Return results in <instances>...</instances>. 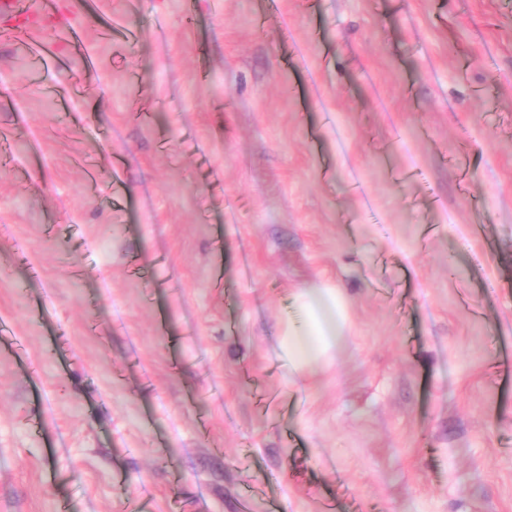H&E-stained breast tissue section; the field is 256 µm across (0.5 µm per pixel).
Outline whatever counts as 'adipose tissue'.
I'll use <instances>...</instances> for the list:
<instances>
[{"mask_svg":"<svg viewBox=\"0 0 512 512\" xmlns=\"http://www.w3.org/2000/svg\"><path fill=\"white\" fill-rule=\"evenodd\" d=\"M300 317L289 324L282 340L292 371L317 365L343 342L347 322V301L340 289L321 288L297 298Z\"/></svg>","mask_w":512,"mask_h":512,"instance_id":"obj_1","label":"adipose tissue"}]
</instances>
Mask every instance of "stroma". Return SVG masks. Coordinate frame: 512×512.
I'll list each match as a JSON object with an SVG mask.
<instances>
[{
  "mask_svg": "<svg viewBox=\"0 0 512 512\" xmlns=\"http://www.w3.org/2000/svg\"><path fill=\"white\" fill-rule=\"evenodd\" d=\"M54 5L0 34V512H512V0ZM300 317L290 323L282 340L292 372L317 365L343 342L347 301L339 288L306 291L297 298Z\"/></svg>",
  "mask_w": 512,
  "mask_h": 512,
  "instance_id": "1",
  "label": "stroma"
}]
</instances>
